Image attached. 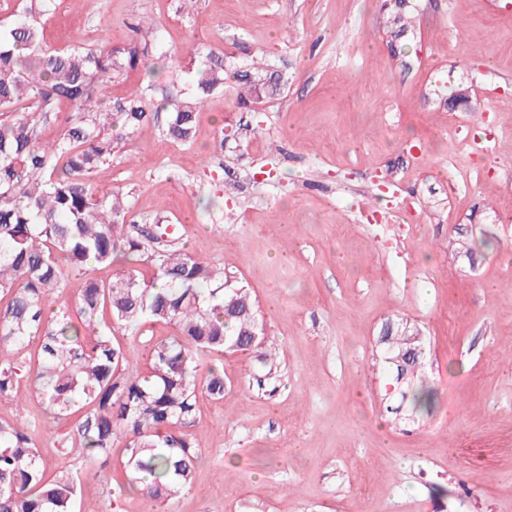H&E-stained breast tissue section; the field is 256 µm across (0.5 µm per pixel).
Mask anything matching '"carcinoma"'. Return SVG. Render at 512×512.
Listing matches in <instances>:
<instances>
[{
	"instance_id": "obj_1",
	"label": "carcinoma",
	"mask_w": 512,
	"mask_h": 512,
	"mask_svg": "<svg viewBox=\"0 0 512 512\" xmlns=\"http://www.w3.org/2000/svg\"><path fill=\"white\" fill-rule=\"evenodd\" d=\"M55 0H30L27 15L0 30V403H17L21 362L5 354L39 337L36 394L58 416L79 414L63 449L79 458L85 474L108 481L105 469L118 435L128 438L123 468L128 486L164 504L192 482L200 443L176 430L189 425L199 395L224 397V374L204 357L250 352L267 358L254 302L232 287L224 269L182 250L161 224H126L127 196L101 191L94 174L112 165L117 141L105 128L117 122L128 131L150 123L140 86L114 109L104 107V84L138 68L157 49L138 39L129 49L108 42L98 48L42 46L36 17ZM204 95L224 88V58L209 55L200 71ZM28 103V111L15 108ZM68 104L62 112L59 105ZM163 107L171 109L166 137L193 141L201 100L175 86ZM63 127L52 143L39 140L49 114ZM142 256L152 271L136 270L114 283L93 276V264L113 257ZM71 279L82 281L74 299L63 297ZM61 300L48 312L51 298ZM134 331L147 323L176 327L177 335L150 349L149 371L134 369L131 356L112 340V326ZM418 412L434 392L412 393ZM35 421L0 420V512H101L77 509L79 478L69 470L46 476Z\"/></svg>"
}]
</instances>
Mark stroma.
I'll list each match as a JSON object with an SVG mask.
<instances>
[{
	"label": "stroma",
	"instance_id": "1",
	"mask_svg": "<svg viewBox=\"0 0 512 512\" xmlns=\"http://www.w3.org/2000/svg\"><path fill=\"white\" fill-rule=\"evenodd\" d=\"M57 0L46 45L130 42L143 17L173 56L113 79L109 102L152 83L192 88L224 59L193 142L164 120L120 135L94 181L128 192L127 221L163 220L257 306L276 377L240 352L207 357L224 396H200L201 458L189 491L156 512H512V0ZM260 62L277 93L238 105ZM224 151L214 154L216 131ZM419 333L415 413L383 339ZM174 326L113 328L146 370ZM33 375L23 407L45 428L49 471L80 470L53 442ZM82 480L84 502L144 512L124 481ZM198 88L203 95H209L210 93L220 91L224 88L223 57L207 56L204 69L200 71Z\"/></svg>",
	"mask_w": 512,
	"mask_h": 512
}]
</instances>
